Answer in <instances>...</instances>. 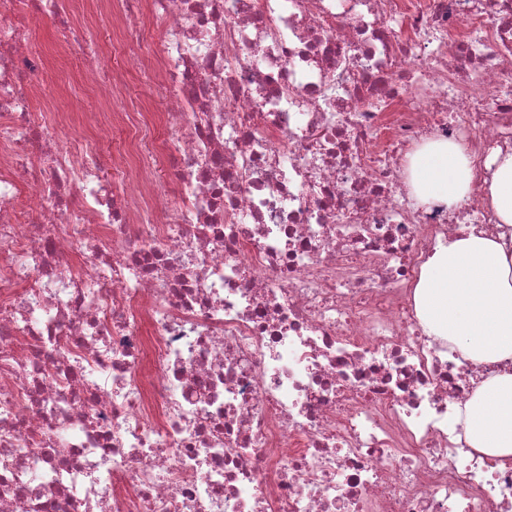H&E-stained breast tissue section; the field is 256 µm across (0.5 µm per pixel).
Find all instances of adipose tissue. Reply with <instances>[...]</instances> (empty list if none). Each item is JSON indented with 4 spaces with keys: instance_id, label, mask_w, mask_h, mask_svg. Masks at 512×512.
Segmentation results:
<instances>
[{
    "instance_id": "1",
    "label": "adipose tissue",
    "mask_w": 512,
    "mask_h": 512,
    "mask_svg": "<svg viewBox=\"0 0 512 512\" xmlns=\"http://www.w3.org/2000/svg\"><path fill=\"white\" fill-rule=\"evenodd\" d=\"M490 184L479 187L464 146L431 141L411 158L418 204H455L479 190L500 223L512 225V152L496 154ZM418 318L432 336L448 337L464 358L506 363L465 404L463 432L470 447L512 464V242L466 226L421 265L414 289Z\"/></svg>"
}]
</instances>
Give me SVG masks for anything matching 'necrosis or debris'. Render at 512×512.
<instances>
[{"label": "necrosis or debris", "mask_w": 512, "mask_h": 512, "mask_svg": "<svg viewBox=\"0 0 512 512\" xmlns=\"http://www.w3.org/2000/svg\"><path fill=\"white\" fill-rule=\"evenodd\" d=\"M39 17L80 35L0 0V512H512L459 419L498 367L413 300L506 227L406 176L429 139L485 184L512 151V0H113L164 191L137 134L109 161L33 120Z\"/></svg>", "instance_id": "4bbe7bcc"}]
</instances>
